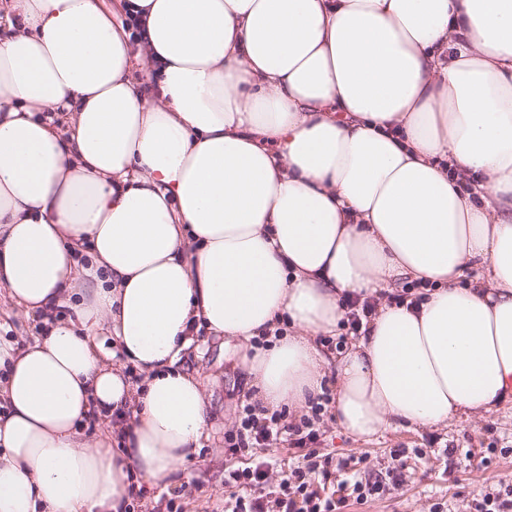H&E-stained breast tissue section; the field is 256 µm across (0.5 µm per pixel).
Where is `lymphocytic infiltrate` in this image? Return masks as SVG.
Listing matches in <instances>:
<instances>
[{
  "label": "lymphocytic infiltrate",
  "mask_w": 512,
  "mask_h": 512,
  "mask_svg": "<svg viewBox=\"0 0 512 512\" xmlns=\"http://www.w3.org/2000/svg\"><path fill=\"white\" fill-rule=\"evenodd\" d=\"M323 410L322 404L312 406V417L297 424H283L281 415L264 416L256 407L245 406L236 430L225 435L230 454L239 455L254 447H268L283 441L296 448V463L287 479L275 489L277 512H345L349 503L363 504L381 496L387 486H399L403 474L398 469L388 471L387 481L368 480L340 482L341 496H324L312 487L313 477L329 480L333 470L347 469V462H334L332 457L316 448L319 433L313 422L314 415ZM225 487L232 493L226 512H269L265 493L269 487V469L266 461L255 460L250 465L230 470L224 479Z\"/></svg>",
  "instance_id": "lymphocytic-infiltrate-1"
}]
</instances>
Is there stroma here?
Segmentation results:
<instances>
[{
  "mask_svg": "<svg viewBox=\"0 0 512 512\" xmlns=\"http://www.w3.org/2000/svg\"><path fill=\"white\" fill-rule=\"evenodd\" d=\"M197 371L211 396V437L189 461L179 483L167 491L140 498L143 512H166L165 501H173L182 512H224L229 495L224 486L226 470L245 466L247 458L228 453L224 435L235 429L244 406L252 404L253 389L235 357L224 347L223 337L200 328L185 361ZM321 452L335 461L357 458L353 471L365 479L403 463L406 479L380 498L355 504L346 512H429L433 503L447 504L448 512H472L475 499L512 483V402L495 411L468 418L458 417L442 428L389 427L364 441L344 433L333 409H326L318 423ZM457 451V464L446 470L444 447ZM408 449L395 461L396 449Z\"/></svg>",
  "mask_w": 512,
  "mask_h": 512,
  "instance_id": "stroma-1",
  "label": "stroma"
}]
</instances>
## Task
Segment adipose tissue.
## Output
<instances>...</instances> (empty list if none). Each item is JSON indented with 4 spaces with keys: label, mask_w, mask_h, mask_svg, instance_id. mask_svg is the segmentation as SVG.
I'll return each mask as SVG.
<instances>
[{
    "label": "adipose tissue",
    "mask_w": 512,
    "mask_h": 512,
    "mask_svg": "<svg viewBox=\"0 0 512 512\" xmlns=\"http://www.w3.org/2000/svg\"><path fill=\"white\" fill-rule=\"evenodd\" d=\"M0 0V512H122L211 428L207 327L258 399L368 439L512 396V0ZM98 422L97 436L86 429ZM106 3L112 8L113 6V16L112 20L119 27H124L127 31L132 30V37H141V31L137 24L136 18L132 16H128L125 19L123 25L122 22L125 18V13L120 9L119 4L121 1L117 0H106ZM127 39L130 47V67L134 77L142 82H151L153 80L150 68L143 57L139 56L138 52V41H131L129 37V33L127 32ZM376 302H371L370 300H364L362 303H359V301L356 299V300H353V299H348L347 301H345V308H346V311H345V317L343 318L342 322H341V326L343 327V329H347L348 332L350 334H353V336L349 335L347 330H343L342 328H338L336 330V335L334 334V336H317L318 338V342L321 343L319 344L317 342V338H316V342L321 345V348L326 351L329 355H334V358H335V355L336 353L340 352V350L344 348L345 345H348L349 342H351L352 339L356 338L357 335L360 333V330L362 329V326H363V320H366L367 321V318L369 316H372V314L375 312V309H376ZM341 334H346L348 335L345 339V341L342 343V345L338 346L337 348L335 347V344L338 340H336L338 338V336H340ZM328 339H326V338ZM331 337L333 339V343H327V342H330V338ZM324 338V340H323ZM322 339V341H321ZM325 344V345H323ZM1 316V335L12 336L20 345L24 346L32 336H35L38 331V321L32 317H25L24 315H12L9 318Z\"/></svg>",
    "instance_id": "obj_1"
}]
</instances>
